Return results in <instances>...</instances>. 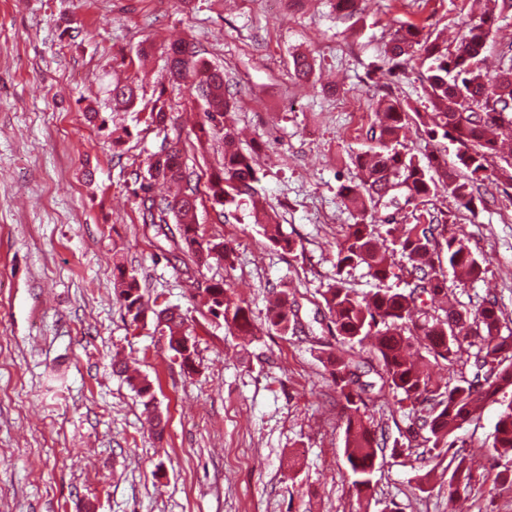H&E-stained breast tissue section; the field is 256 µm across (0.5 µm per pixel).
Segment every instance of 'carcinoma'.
<instances>
[{"label": "carcinoma", "mask_w": 512, "mask_h": 512, "mask_svg": "<svg viewBox=\"0 0 512 512\" xmlns=\"http://www.w3.org/2000/svg\"><path fill=\"white\" fill-rule=\"evenodd\" d=\"M512 9V0H487L484 10L471 20L455 48L423 32L414 24H401L393 32L384 50L382 63L394 76L406 74L408 64H420V78L434 111L426 114L429 135H442L458 145L457 161L437 154L422 162L398 149L406 137L409 108L397 98L378 99L371 126L374 146L355 155L360 175L341 186L340 195L355 213L356 221L348 225L336 245V278L323 293L325 308L336 332L348 343L369 346L378 360L376 375L381 381L378 394L390 392L408 424L399 437L388 442L385 432L368 423L360 413L362 393L373 387L362 380V362L351 356L327 354L332 367L336 392L345 401L343 451L349 465L351 484L357 495V512L368 508L370 490L378 455L391 448L393 457L416 456L423 463L443 460L448 449L457 446L459 430L479 418L489 402L512 391V331L502 334V311L494 298L483 300L475 312L459 310L448 300L445 269L449 268L462 282L483 278L482 263L472 254L464 238L456 233L439 240V225L421 222L391 224L381 234L371 221L373 213L385 204H404L428 198L443 190L471 212H476L480 169L488 170L498 158V177L512 183V154L503 155V138H512V54L499 70L490 74L481 66V56L502 12ZM168 64L172 76L185 83L188 95L200 107V120L194 128L197 146L206 148L222 144L221 157L210 168L205 197L198 194L192 172L183 160L179 142L162 141L151 154L147 175L135 174L134 195L140 196L143 222L164 231L169 222L176 224L179 241L171 256L185 269L200 268L214 258L231 266L235 256L219 239L209 240L196 224L198 206L211 203L224 211L239 207L248 200L253 222L260 225L265 239L283 251L292 242L283 225L261 204L256 189L260 182L251 154L243 152L238 133L226 121L235 107L228 94L224 70L211 64L187 42L168 47ZM293 76L308 81L315 69L312 57L303 52L292 56ZM137 89L130 83L112 86V100L127 107L134 105ZM151 122L161 128L170 120L166 103L157 98L151 108ZM162 180L178 187L173 197L151 194L154 182ZM406 264L397 266L394 255ZM364 267L375 280L384 283L406 275L405 288H380L359 296L347 287L344 272ZM114 293L130 324L144 321L147 314L161 326L168 348L180 356L181 368L194 371L196 349L183 351L189 338L187 317L179 309L159 307L145 300L135 270L117 265L113 270ZM200 303L210 315L223 319L224 325L238 336L254 335L250 308L235 298L222 281H211L198 291ZM446 300L442 313L432 314L426 302ZM267 327L280 335L305 332L298 316V306L288 290L277 292L268 309ZM475 351L468 355L475 368L472 377L460 374L455 383L441 386L432 382L431 366L452 362L462 353L463 340ZM115 373L141 399L151 430L159 435L161 415L155 404L154 384L149 376L131 373L114 365ZM491 459L512 454V401L505 404L494 425ZM448 478V499L466 496L472 490L475 461L466 456L454 459Z\"/></svg>", "instance_id": "obj_1"}]
</instances>
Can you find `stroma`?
I'll list each match as a JSON object with an SVG mask.
<instances>
[{
	"mask_svg": "<svg viewBox=\"0 0 512 512\" xmlns=\"http://www.w3.org/2000/svg\"><path fill=\"white\" fill-rule=\"evenodd\" d=\"M469 19L468 0H359L349 18L332 0H0V512H354L343 404L326 362L349 345L322 298L353 221L340 187L356 177L354 156L370 146L372 105L385 94L412 112L408 153L421 160L438 148L454 159L455 145L431 141L419 120L432 104L416 75L383 73L380 58L396 23L453 39ZM175 40L223 68L240 146L262 174L259 197L292 251L268 243L250 204L222 221L205 207L206 235L237 259L189 272L167 262L172 241L143 222L134 176L162 139L180 141L200 180L216 159L196 149L197 109L170 78ZM297 51L315 59L309 82L289 75ZM118 77L138 85L134 107L113 103ZM328 82L336 95L323 93ZM160 95L170 107L162 130L149 119ZM91 108L129 138L113 146L86 121ZM480 191L474 215L441 191L375 217L444 215L485 269L475 283L449 280L459 308L495 296L512 328V187L489 177ZM117 261L137 271L146 298L188 316L193 373L154 322H125ZM212 279L248 304L255 336L234 335L199 304ZM284 288L310 336L268 330L269 300ZM117 353L153 380L163 437L113 376ZM500 410L488 404L460 432V455L476 458L469 496L449 506L447 472L422 490L419 461L386 454L371 512H512L486 459Z\"/></svg>",
	"mask_w": 512,
	"mask_h": 512,
	"instance_id": "stroma-1",
	"label": "stroma"
}]
</instances>
